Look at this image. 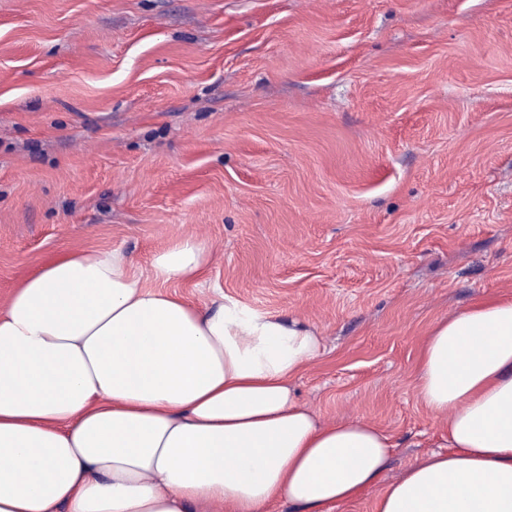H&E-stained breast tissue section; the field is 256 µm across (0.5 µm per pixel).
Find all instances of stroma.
Here are the masks:
<instances>
[{"label":"stroma","instance_id":"stroma-1","mask_svg":"<svg viewBox=\"0 0 512 512\" xmlns=\"http://www.w3.org/2000/svg\"><path fill=\"white\" fill-rule=\"evenodd\" d=\"M316 329L319 420L375 424L384 481L443 446L440 319L512 297V0H0V303L60 252ZM209 261L207 245L195 237L184 236L153 257L151 274L161 284L171 280L195 281L202 276Z\"/></svg>","mask_w":512,"mask_h":512}]
</instances>
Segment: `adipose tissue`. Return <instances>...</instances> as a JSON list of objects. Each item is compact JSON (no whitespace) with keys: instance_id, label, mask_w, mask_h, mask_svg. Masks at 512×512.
Listing matches in <instances>:
<instances>
[{"instance_id":"obj_1","label":"adipose tissue","mask_w":512,"mask_h":512,"mask_svg":"<svg viewBox=\"0 0 512 512\" xmlns=\"http://www.w3.org/2000/svg\"><path fill=\"white\" fill-rule=\"evenodd\" d=\"M207 245L176 239L143 285L122 247L59 254L0 306V512H333L375 485L374 512H512V298L441 320L417 390L448 449L389 484L390 437L321 423L292 380L321 352L309 326L199 279Z\"/></svg>"}]
</instances>
